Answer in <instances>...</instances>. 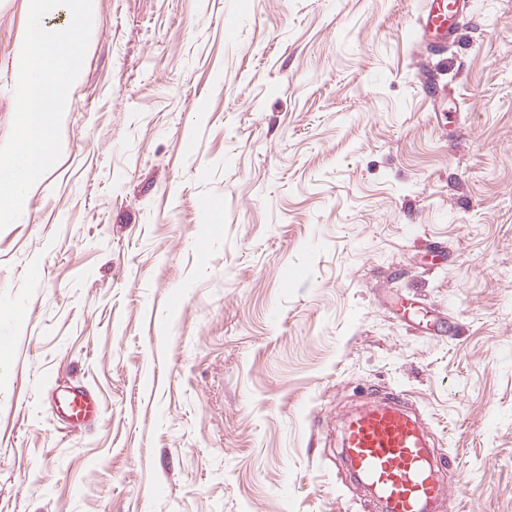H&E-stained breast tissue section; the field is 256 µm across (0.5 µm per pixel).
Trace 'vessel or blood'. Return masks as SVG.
I'll use <instances>...</instances> for the list:
<instances>
[{
    "label": "vessel or blood",
    "instance_id": "vessel-or-blood-1",
    "mask_svg": "<svg viewBox=\"0 0 512 512\" xmlns=\"http://www.w3.org/2000/svg\"><path fill=\"white\" fill-rule=\"evenodd\" d=\"M469 0H423L416 37L431 50L456 39ZM71 425L99 413L96 399L84 388H65L56 401ZM340 461L363 484L378 512H438L447 498V473L456 459L441 461L431 448L419 416L398 395H390L351 413L339 422Z\"/></svg>",
    "mask_w": 512,
    "mask_h": 512
}]
</instances>
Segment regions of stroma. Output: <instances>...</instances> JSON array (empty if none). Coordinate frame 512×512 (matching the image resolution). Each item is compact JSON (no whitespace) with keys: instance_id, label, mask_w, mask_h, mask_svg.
<instances>
[{"instance_id":"35a3bbf8","label":"stroma","mask_w":512,"mask_h":512,"mask_svg":"<svg viewBox=\"0 0 512 512\" xmlns=\"http://www.w3.org/2000/svg\"><path fill=\"white\" fill-rule=\"evenodd\" d=\"M421 2L99 0L0 231V512H373L338 420L391 392L459 457L441 512H512V0L438 56ZM57 409L71 426L82 425L99 414L96 399L84 388L79 386L67 387L57 397Z\"/></svg>"}]
</instances>
